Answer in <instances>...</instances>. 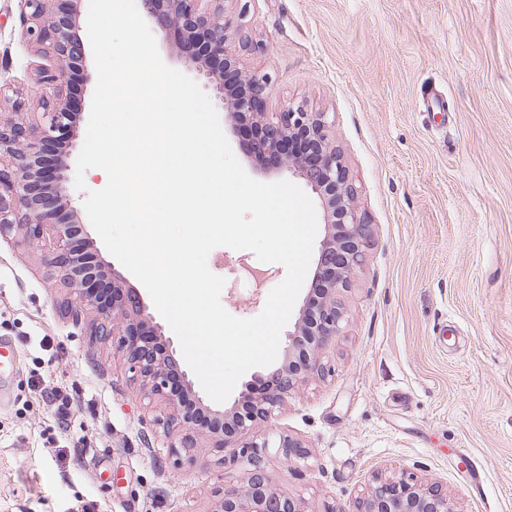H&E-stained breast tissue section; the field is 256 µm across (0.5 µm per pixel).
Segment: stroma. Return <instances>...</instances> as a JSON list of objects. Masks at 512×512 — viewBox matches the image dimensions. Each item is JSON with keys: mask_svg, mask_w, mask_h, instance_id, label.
Wrapping results in <instances>:
<instances>
[{"mask_svg": "<svg viewBox=\"0 0 512 512\" xmlns=\"http://www.w3.org/2000/svg\"><path fill=\"white\" fill-rule=\"evenodd\" d=\"M248 46L238 73L270 80L265 109L303 105L328 133L373 230L342 292L329 373L292 391L270 428L308 463L267 477L307 512L352 508L378 471L448 486L460 512H512V0H226ZM24 0H0V87L37 102ZM222 130L261 182L299 177ZM232 315L261 313L286 277L248 250L213 249ZM37 249L0 238V336L18 365L0 398V512H213L243 465L207 438L173 464L168 408L88 323L60 315ZM68 405L60 416V405Z\"/></svg>", "mask_w": 512, "mask_h": 512, "instance_id": "stroma-1", "label": "stroma"}]
</instances>
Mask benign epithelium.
<instances>
[{
    "instance_id": "benign-epithelium-1",
    "label": "benign epithelium",
    "mask_w": 512,
    "mask_h": 512,
    "mask_svg": "<svg viewBox=\"0 0 512 512\" xmlns=\"http://www.w3.org/2000/svg\"><path fill=\"white\" fill-rule=\"evenodd\" d=\"M202 0H143L149 16L165 32L174 31L182 41V57L188 67L207 79L222 110L234 124L244 122L257 133L264 153H273L292 136L307 139L317 159L310 162L288 154L281 155V168L301 176L321 200L327 234L322 241L316 275L306 302L288 333L286 360L265 376L246 384V395H254L245 413L233 409L212 415L231 417L235 429L229 432L203 427L183 409L172 390L171 371L175 364L170 340L153 321L147 307L132 289L113 284L112 304L103 306L83 281L104 271L109 263L98 254L85 261L72 251L77 225L58 219L61 211L74 213L67 198L66 182L71 149L64 148L52 168L36 169L35 160L57 134L74 124L70 97L62 87L69 84L72 63L79 59L82 26L80 11H72L74 0H25L31 9L30 25L21 38L45 57L58 64L37 70V81L50 88L38 100L49 124L0 120V238L15 234L25 247L42 248V263L63 293L60 313L77 323L90 318V335L112 340L131 364L134 374L150 386L151 394L170 408L163 425L177 429L178 439L167 446V455L178 464L193 456L197 435L205 434L211 447L222 452L223 464L243 463L249 471L247 485H226L213 512H307L304 502L287 497L272 488L266 475L270 449L288 462L310 458L307 447L289 435H278L268 426L275 411L294 388L309 379L328 373L320 354L343 334V311L337 294L350 287L352 278L366 264L373 230L356 206V190L341 154L329 139L327 113L309 112L291 106L271 116L262 111L269 96V79L258 72L242 78L238 87L224 86V74L210 70L209 59H229L228 42L241 33L242 24L224 15L223 0H213L212 9L200 7ZM252 434L239 444L238 436ZM325 512H459L448 489L439 481H422L412 473L398 476L376 473L369 490L355 501L353 510L342 507Z\"/></svg>"
}]
</instances>
